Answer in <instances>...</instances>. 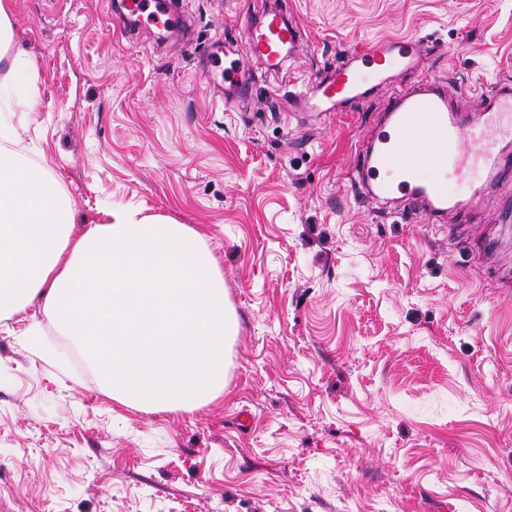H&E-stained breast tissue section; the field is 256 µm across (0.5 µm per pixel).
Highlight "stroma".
Here are the masks:
<instances>
[{
  "label": "stroma",
  "mask_w": 512,
  "mask_h": 512,
  "mask_svg": "<svg viewBox=\"0 0 512 512\" xmlns=\"http://www.w3.org/2000/svg\"><path fill=\"white\" fill-rule=\"evenodd\" d=\"M117 0H13L34 76L0 87V149L54 175L73 235L136 206L204 234L237 330L224 393L194 411L112 399L41 305L0 320V512H512V220L444 227L350 187L388 91L290 115L347 49L420 39L405 84L512 83V0H273L307 44L224 103L223 55L261 0H185L194 43L130 36ZM498 239L494 272L469 249ZM45 330L42 351L24 331ZM249 410L250 427L238 423Z\"/></svg>",
  "instance_id": "35a3bbf8"
}]
</instances>
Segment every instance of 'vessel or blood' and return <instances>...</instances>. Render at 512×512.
Listing matches in <instances>:
<instances>
[{
    "mask_svg": "<svg viewBox=\"0 0 512 512\" xmlns=\"http://www.w3.org/2000/svg\"><path fill=\"white\" fill-rule=\"evenodd\" d=\"M122 7L132 14L150 12L155 18L169 15V34L181 40L188 37L187 13L173 0H124ZM242 39L246 57H237L236 46L228 45L233 59L224 70L226 90L236 99L251 91L250 61L277 71L303 46L305 35L280 10L269 9L244 18ZM424 49V43L413 40H382L352 48L343 63L324 69L289 97L297 112H342L370 100L377 86H392L370 136L357 143L351 183L369 200L388 205L392 213L443 224L476 212L485 191L456 197L443 181L419 180V169L447 167L463 178L480 166L493 180L512 171V86H501L490 95L452 92L440 79L399 86V77L415 68Z\"/></svg>",
    "mask_w": 512,
    "mask_h": 512,
    "instance_id": "obj_1",
    "label": "vessel or blood"
}]
</instances>
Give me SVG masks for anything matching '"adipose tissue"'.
<instances>
[{
	"instance_id": "ef3b65f1",
	"label": "adipose tissue",
	"mask_w": 512,
	"mask_h": 512,
	"mask_svg": "<svg viewBox=\"0 0 512 512\" xmlns=\"http://www.w3.org/2000/svg\"><path fill=\"white\" fill-rule=\"evenodd\" d=\"M103 216L72 237L58 181L0 153V319L42 301L124 405L191 411L217 399L235 326L204 237L135 207Z\"/></svg>"
}]
</instances>
